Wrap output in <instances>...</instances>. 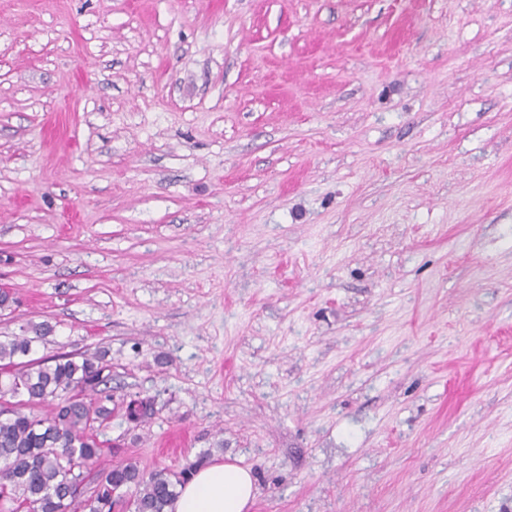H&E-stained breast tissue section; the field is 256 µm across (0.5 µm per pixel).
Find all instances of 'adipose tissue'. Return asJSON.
Instances as JSON below:
<instances>
[{
	"label": "adipose tissue",
	"mask_w": 512,
	"mask_h": 512,
	"mask_svg": "<svg viewBox=\"0 0 512 512\" xmlns=\"http://www.w3.org/2000/svg\"><path fill=\"white\" fill-rule=\"evenodd\" d=\"M255 498L249 468L214 460L196 469L167 512H249Z\"/></svg>",
	"instance_id": "obj_1"
}]
</instances>
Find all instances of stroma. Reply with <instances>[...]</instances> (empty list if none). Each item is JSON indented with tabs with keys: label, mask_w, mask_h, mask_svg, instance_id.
<instances>
[{
	"label": "stroma",
	"mask_w": 512,
	"mask_h": 512,
	"mask_svg": "<svg viewBox=\"0 0 512 512\" xmlns=\"http://www.w3.org/2000/svg\"><path fill=\"white\" fill-rule=\"evenodd\" d=\"M1 287L101 467L512 512V0H0Z\"/></svg>",
	"instance_id": "obj_1"
}]
</instances>
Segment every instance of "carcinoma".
I'll return each instance as SVG.
<instances>
[{
  "mask_svg": "<svg viewBox=\"0 0 512 512\" xmlns=\"http://www.w3.org/2000/svg\"><path fill=\"white\" fill-rule=\"evenodd\" d=\"M53 327L30 323L0 339V512H167L200 462L179 471H147L127 459L95 469L112 420V396L100 389L111 378L105 353H53ZM149 400L126 407L131 422L146 421Z\"/></svg>",
  "mask_w": 512,
  "mask_h": 512,
  "instance_id": "1",
  "label": "carcinoma"
}]
</instances>
